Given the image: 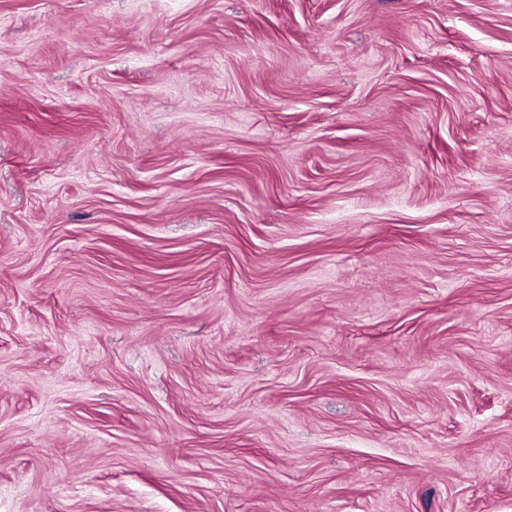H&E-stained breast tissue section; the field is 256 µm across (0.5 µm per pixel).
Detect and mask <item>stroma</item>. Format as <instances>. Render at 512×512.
<instances>
[{"mask_svg": "<svg viewBox=\"0 0 512 512\" xmlns=\"http://www.w3.org/2000/svg\"><path fill=\"white\" fill-rule=\"evenodd\" d=\"M0 512H512V0H0Z\"/></svg>", "mask_w": 512, "mask_h": 512, "instance_id": "obj_1", "label": "stroma"}]
</instances>
